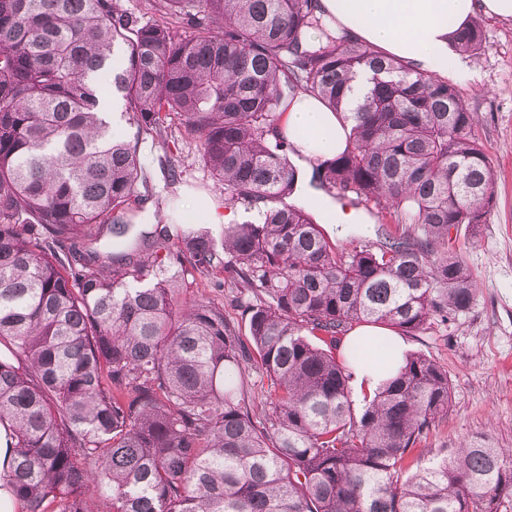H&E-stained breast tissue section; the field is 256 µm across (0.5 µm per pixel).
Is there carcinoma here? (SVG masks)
<instances>
[{
	"mask_svg": "<svg viewBox=\"0 0 512 512\" xmlns=\"http://www.w3.org/2000/svg\"><path fill=\"white\" fill-rule=\"evenodd\" d=\"M165 3L145 21L121 0H0V422L20 512H498L511 448L414 468L448 371L408 353L357 409L342 351L358 326L416 335L473 302L449 242L487 222L494 169L460 91L335 29L319 0ZM482 42L477 19L454 35L460 55ZM361 66L372 85L347 112ZM299 91L351 124L310 186L401 233L346 247L294 203L277 113ZM114 98L162 148V188L101 111ZM174 116L224 208L259 221L219 241L132 223L181 181ZM197 273L228 274L244 322L186 294Z\"/></svg>",
	"mask_w": 512,
	"mask_h": 512,
	"instance_id": "1",
	"label": "carcinoma"
}]
</instances>
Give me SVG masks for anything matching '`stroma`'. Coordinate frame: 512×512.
<instances>
[{"label":"stroma","instance_id":"stroma-1","mask_svg":"<svg viewBox=\"0 0 512 512\" xmlns=\"http://www.w3.org/2000/svg\"><path fill=\"white\" fill-rule=\"evenodd\" d=\"M480 52L463 56L473 74L460 85L474 114L473 135L496 171L494 207L487 223L459 229L453 250L472 273L477 290L469 310L426 333L407 337L410 351L436 360L448 372L450 400L422 464L452 457L460 445L484 439L512 448V20L481 16ZM183 170L170 204L147 205L145 223L170 214L198 220L202 203L219 202L224 188L197 157L194 141L173 125Z\"/></svg>","mask_w":512,"mask_h":512}]
</instances>
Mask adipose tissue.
<instances>
[{
	"mask_svg": "<svg viewBox=\"0 0 512 512\" xmlns=\"http://www.w3.org/2000/svg\"><path fill=\"white\" fill-rule=\"evenodd\" d=\"M334 26L425 75L470 80L471 73L450 49L452 33L476 14L512 20V0H320ZM289 140L303 161L329 159L345 146L347 126L313 95L297 94L282 118ZM391 336V348L379 353L376 340ZM361 359L353 368L355 395L379 387L397 368L405 343L385 326L353 329L344 342Z\"/></svg>",
	"mask_w": 512,
	"mask_h": 512,
	"instance_id": "ef3b65f1",
	"label": "adipose tissue"
}]
</instances>
